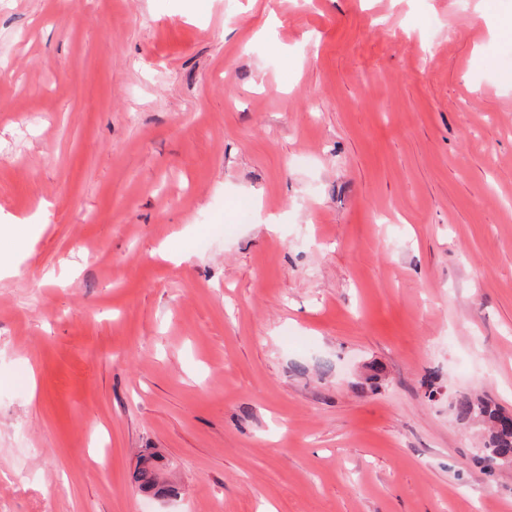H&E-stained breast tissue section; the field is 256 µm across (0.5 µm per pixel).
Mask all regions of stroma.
<instances>
[{"label":"stroma","mask_w":512,"mask_h":512,"mask_svg":"<svg viewBox=\"0 0 512 512\" xmlns=\"http://www.w3.org/2000/svg\"><path fill=\"white\" fill-rule=\"evenodd\" d=\"M511 19L0 0V512H512ZM40 228L37 224H1L0 239H9L16 246H23L29 239L36 236ZM456 417L462 421H477L486 427L487 436L484 445L492 448L486 453L484 459L490 462L493 458L491 452L498 457L495 464L512 462V425H500V416L504 413L501 408L480 396L463 394L454 402ZM160 458L155 454L142 456L131 475V482L135 487L145 493L153 492L155 495H175L177 488L172 482L159 485L162 469L158 464ZM150 461V463H146Z\"/></svg>","instance_id":"stroma-1"}]
</instances>
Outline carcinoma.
<instances>
[{
    "label": "carcinoma",
    "mask_w": 512,
    "mask_h": 512,
    "mask_svg": "<svg viewBox=\"0 0 512 512\" xmlns=\"http://www.w3.org/2000/svg\"><path fill=\"white\" fill-rule=\"evenodd\" d=\"M454 411L456 417L462 421H477L486 426L484 445L491 452L484 455L485 460L492 459L495 454L497 463L512 462V425L500 423V416L503 414L501 408L483 397L463 394L455 399ZM161 472L159 457L155 454L145 455L136 465L131 482L141 492H152L156 495L176 494L177 488L173 483L159 484Z\"/></svg>",
    "instance_id": "1"
}]
</instances>
